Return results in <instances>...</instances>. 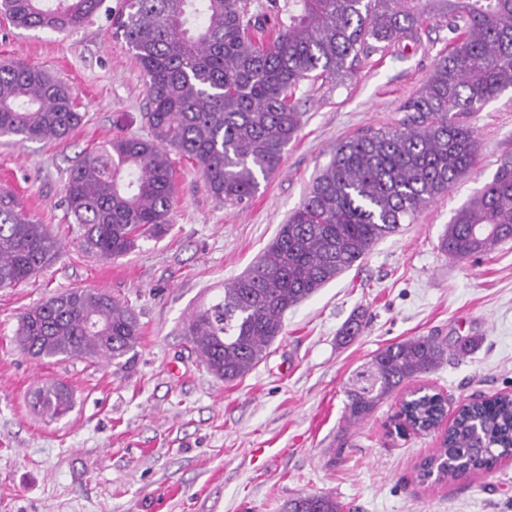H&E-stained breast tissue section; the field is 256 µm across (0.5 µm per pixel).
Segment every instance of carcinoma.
Listing matches in <instances>:
<instances>
[{"label":"carcinoma","mask_w":512,"mask_h":512,"mask_svg":"<svg viewBox=\"0 0 512 512\" xmlns=\"http://www.w3.org/2000/svg\"><path fill=\"white\" fill-rule=\"evenodd\" d=\"M105 0H0L18 29L70 32ZM448 30V54L403 106L401 125L369 131L336 148L301 206L219 300L192 316L187 335L207 370L245 377L283 334L285 316L365 258L382 238L448 192L468 171L477 138L466 118L512 89V0H123L113 16L146 77L147 139L113 138L70 170L67 214L85 250L132 251L172 223L171 152L193 160L217 199L242 202L281 166L302 124L295 93L316 74L341 82L360 56L418 39L423 18ZM71 88L24 63L0 64V136L65 141L82 122ZM512 239V158L460 208L439 248L463 262ZM58 240L10 193H0V288L53 263ZM99 324L90 331L89 321ZM365 328L351 319L339 339ZM140 340L133 309L109 294L72 288L21 317L17 344L35 358L118 359ZM448 356L434 336L392 343L355 370L345 389L346 421L368 419L403 384ZM431 389L409 393L402 411L421 429L444 412ZM35 406L53 418L72 408L58 384ZM512 455V396L458 409L437 454L438 478L457 479ZM286 512H342L331 493L300 495Z\"/></svg>","instance_id":"obj_1"}]
</instances>
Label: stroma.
<instances>
[{
  "mask_svg": "<svg viewBox=\"0 0 512 512\" xmlns=\"http://www.w3.org/2000/svg\"><path fill=\"white\" fill-rule=\"evenodd\" d=\"M419 35L406 48L360 58L342 83L304 80L301 128L249 201L215 199L196 165L174 156L169 231L105 258L82 248L64 184L96 145L149 137L144 74L110 14L65 34L18 29L0 16V63L46 70L72 88L85 114L62 143L0 137V183L62 245L37 275L0 288V512H285L290 499L314 492L333 493L343 512H512V457L458 480L421 478L441 436L397 433L400 394L368 420L345 423L352 372L376 350L418 336L480 339L468 357L449 356L415 380L440 391L449 410L512 393V240L465 262L438 248L455 212L512 157V89L469 117L478 150L467 174L289 310L282 336L250 374L214 377L186 335L190 317L255 260L342 141L398 127L448 45L435 22ZM70 288L128 303L141 326L136 348L108 362L23 353L22 314ZM357 311L364 332L338 344ZM52 383L73 399L59 419L32 406Z\"/></svg>",
  "mask_w": 512,
  "mask_h": 512,
  "instance_id": "1",
  "label": "stroma"
}]
</instances>
